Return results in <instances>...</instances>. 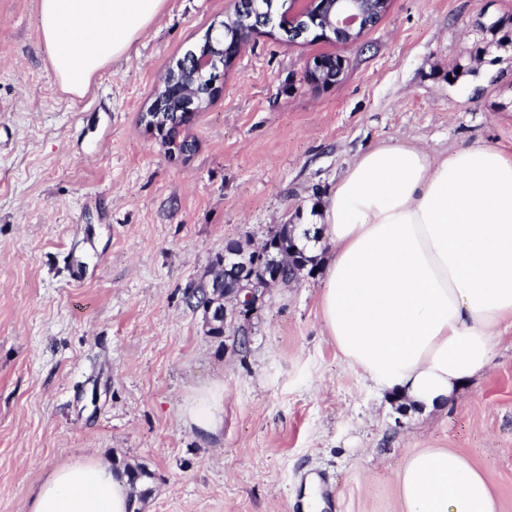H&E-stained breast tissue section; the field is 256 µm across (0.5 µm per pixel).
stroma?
Instances as JSON below:
<instances>
[{"label":"stroma","mask_w":512,"mask_h":512,"mask_svg":"<svg viewBox=\"0 0 512 512\" xmlns=\"http://www.w3.org/2000/svg\"><path fill=\"white\" fill-rule=\"evenodd\" d=\"M39 0H0V512L57 468L141 466L135 512H405L397 472L426 448L487 471L512 512V325L448 405L395 404L328 340L322 272L270 286L241 333L209 336L185 293L228 242L260 248L316 208L358 154L512 149V0H390L361 42L260 35L168 153L141 121L168 70L234 0H166L81 98L61 93ZM346 63L328 90L304 79ZM246 345H239V336ZM222 384L224 432L182 405ZM345 69V62L335 56H325L313 60L306 66V81L315 88L336 85Z\"/></svg>","instance_id":"1"}]
</instances>
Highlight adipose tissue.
<instances>
[{"label":"adipose tissue","instance_id":"1","mask_svg":"<svg viewBox=\"0 0 512 512\" xmlns=\"http://www.w3.org/2000/svg\"><path fill=\"white\" fill-rule=\"evenodd\" d=\"M165 0H39L38 31L61 89L81 96L146 35ZM333 252L324 329L355 369L430 411L488 365L512 318V154L472 145L431 161L421 146L360 154L320 207ZM220 387L185 401L186 423L224 430ZM406 512H496L486 472L430 448L398 472ZM128 478L103 462L56 469L32 512H131Z\"/></svg>","mask_w":512,"mask_h":512}]
</instances>
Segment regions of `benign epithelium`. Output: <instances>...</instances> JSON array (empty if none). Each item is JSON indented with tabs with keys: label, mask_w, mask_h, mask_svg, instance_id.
Listing matches in <instances>:
<instances>
[{
	"label": "benign epithelium",
	"mask_w": 512,
	"mask_h": 512,
	"mask_svg": "<svg viewBox=\"0 0 512 512\" xmlns=\"http://www.w3.org/2000/svg\"><path fill=\"white\" fill-rule=\"evenodd\" d=\"M373 3L374 0H314L313 10L300 18V26L292 29L276 23L272 4L260 0L261 7L250 15V18L254 19L251 33L255 34L265 29L271 35L274 30L279 29L297 40L305 39L312 33L322 39L345 36L347 42L354 44L359 42L371 24L383 15L381 8L374 7ZM246 43L247 40L239 34L234 36L225 33L222 25L211 28L208 39L199 52L190 54L165 77L154 107L151 111L142 113L145 127L151 132L165 136L169 126L165 106L172 101H180V111L188 114L203 108L216 93L214 84H208L204 90H197L185 82L182 76L190 72L196 75L217 67L219 63L226 66L232 64ZM344 69L345 62L342 59L335 56L321 57L306 66V81L315 88L333 86L340 80ZM283 271L284 264L274 258L265 268L263 279L257 281L249 265L236 262L231 251H224V274L236 282L237 289L222 297L221 284H216L213 301L207 305L209 323L223 319L226 313L224 300L234 299L241 308L245 307L247 302H256L271 284L282 280Z\"/></svg>",
	"instance_id": "obj_1"
}]
</instances>
